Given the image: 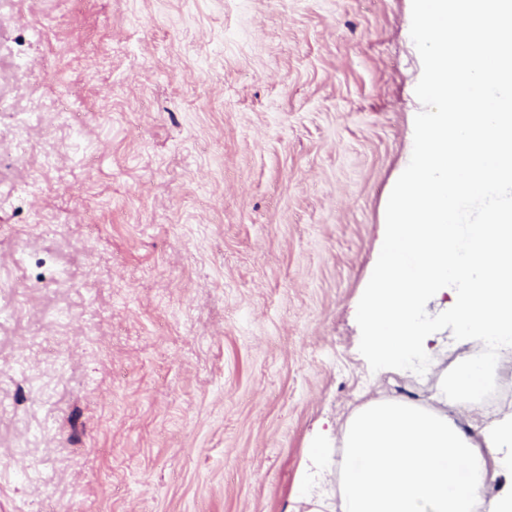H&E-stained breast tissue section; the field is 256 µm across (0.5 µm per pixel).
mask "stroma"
Here are the masks:
<instances>
[{"mask_svg": "<svg viewBox=\"0 0 512 512\" xmlns=\"http://www.w3.org/2000/svg\"><path fill=\"white\" fill-rule=\"evenodd\" d=\"M46 28L43 41L32 29ZM414 0H0V512H340Z\"/></svg>", "mask_w": 512, "mask_h": 512, "instance_id": "stroma-1", "label": "stroma"}]
</instances>
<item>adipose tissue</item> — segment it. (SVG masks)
<instances>
[{
	"mask_svg": "<svg viewBox=\"0 0 512 512\" xmlns=\"http://www.w3.org/2000/svg\"><path fill=\"white\" fill-rule=\"evenodd\" d=\"M417 7L430 108L389 203L361 310L364 350L385 371L430 360L421 307L450 285L459 335L486 356L441 374L429 404H363L341 432L340 460L316 449L318 464L339 474L341 512H480L490 481L512 471V414L477 435L448 415L481 399L512 346V0Z\"/></svg>",
	"mask_w": 512,
	"mask_h": 512,
	"instance_id": "obj_1",
	"label": "adipose tissue"
}]
</instances>
